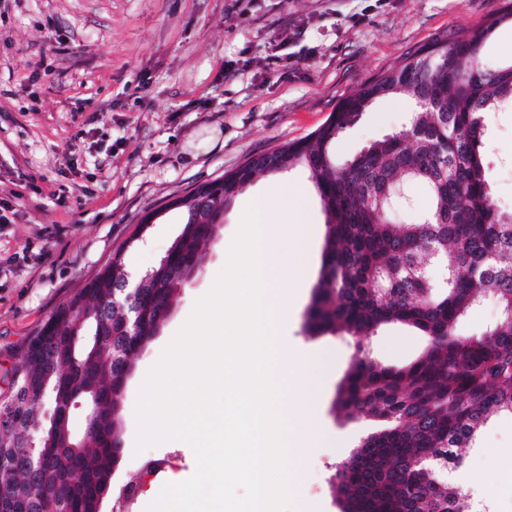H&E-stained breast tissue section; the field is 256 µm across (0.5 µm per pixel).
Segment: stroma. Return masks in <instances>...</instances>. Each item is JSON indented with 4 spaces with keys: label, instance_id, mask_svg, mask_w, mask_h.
Returning <instances> with one entry per match:
<instances>
[{
    "label": "stroma",
    "instance_id": "1",
    "mask_svg": "<svg viewBox=\"0 0 512 512\" xmlns=\"http://www.w3.org/2000/svg\"><path fill=\"white\" fill-rule=\"evenodd\" d=\"M512 0H0V369L22 362L28 339L113 257L132 274L158 266L181 228L170 200L302 140L338 103L435 39H455L504 13ZM407 96L380 99L333 145L338 159L404 129ZM486 175L512 210V106L488 113ZM292 190L308 201L311 270L288 327L276 338L325 353L320 445L291 453L296 512H339L334 465L370 431L339 425L331 412L353 348L310 335L305 316L322 265L324 215L304 169L258 177L227 212L203 264L145 351L122 397L121 462L113 492L141 481L124 512H146L171 475L191 478L190 446L136 449L135 407L148 370L226 263L245 208L257 196ZM157 218L134 241L141 218ZM392 365L419 354L424 339L401 326L366 340ZM170 470L144 473L145 460ZM477 474L512 512V416L493 417L450 481L467 495Z\"/></svg>",
    "mask_w": 512,
    "mask_h": 512
}]
</instances>
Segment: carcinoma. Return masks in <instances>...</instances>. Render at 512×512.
Instances as JSON below:
<instances>
[{"label":"carcinoma","mask_w":512,"mask_h":512,"mask_svg":"<svg viewBox=\"0 0 512 512\" xmlns=\"http://www.w3.org/2000/svg\"><path fill=\"white\" fill-rule=\"evenodd\" d=\"M512 9L466 31L453 43L425 45L346 98L307 138L273 149L277 168L303 167L325 215L323 264L305 327L330 333L357 349L389 325L417 330L425 346L409 363L388 366L353 355L336 388L331 412L342 423H372L348 456L336 462L333 489L340 512H464L462 489L439 468L462 464L489 417L512 414V211L494 199L483 164L485 115L512 101V64L480 58L481 48ZM406 94L414 101L407 136L389 133L340 161L337 135L377 99ZM268 166L237 169L212 181L232 204ZM415 182L427 192L426 213L395 224L382 214L385 189ZM179 238L203 256L207 238L185 224ZM115 258L79 292L73 315L56 309L38 331L53 339L43 357L24 356L8 374L5 400L21 429L37 430L46 452L40 472L13 431H0V512H41L42 491L59 512H92L112 496V451L125 387L122 358L146 347L175 307L180 284L151 271L155 296L136 307L138 335L123 328L113 300ZM499 316L480 335L460 322L484 299ZM53 394L55 424L38 413L39 396ZM90 416L86 436L66 437L67 413ZM437 468L416 466L423 457ZM25 495L13 508L15 495Z\"/></svg>","instance_id":"carcinoma-1"}]
</instances>
